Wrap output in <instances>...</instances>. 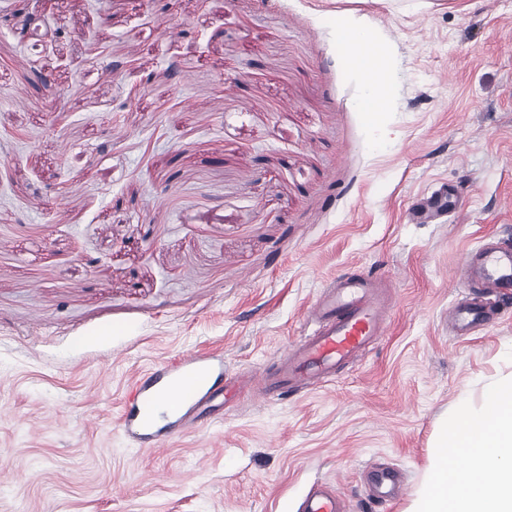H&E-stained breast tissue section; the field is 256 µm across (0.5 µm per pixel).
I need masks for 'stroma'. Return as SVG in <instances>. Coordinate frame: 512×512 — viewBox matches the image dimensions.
Here are the masks:
<instances>
[{"label":"stroma","mask_w":512,"mask_h":512,"mask_svg":"<svg viewBox=\"0 0 512 512\" xmlns=\"http://www.w3.org/2000/svg\"><path fill=\"white\" fill-rule=\"evenodd\" d=\"M38 10L27 35L0 24V512H299L318 479L380 512L370 466L409 512L444 419L512 377V312L448 325L464 256L512 242V0ZM350 12L391 49L380 131L337 42ZM446 184L457 213L409 223ZM364 266L394 285L384 335L324 386L260 396L325 281ZM190 351L249 395L140 447L132 379ZM397 478L388 470L379 471L373 480V497L383 503L392 500L396 495Z\"/></svg>","instance_id":"1"}]
</instances>
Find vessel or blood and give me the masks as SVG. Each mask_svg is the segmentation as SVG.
<instances>
[{
	"label": "vessel or blood",
	"instance_id": "obj_1",
	"mask_svg": "<svg viewBox=\"0 0 512 512\" xmlns=\"http://www.w3.org/2000/svg\"><path fill=\"white\" fill-rule=\"evenodd\" d=\"M457 209L454 190L443 188L415 203L409 219L415 224H429ZM462 277L467 284H482L485 293L480 299L461 301L450 309L448 320L457 336L492 325V313L498 310L500 299L512 294V247L499 241L471 251L463 261ZM383 286V276L370 273L339 278L324 286L309 310L314 330L289 344L282 365L265 379L266 395L281 399L332 381L341 364L383 335L390 318ZM223 378L224 359L218 355L192 352L155 364L135 376L120 426L141 446H161L168 437L204 421L216 401L229 392ZM396 487L393 472L375 474L377 501L392 500ZM301 512L346 509L335 491L317 484L304 496Z\"/></svg>",
	"mask_w": 512,
	"mask_h": 512
}]
</instances>
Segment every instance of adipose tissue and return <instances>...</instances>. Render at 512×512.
Returning a JSON list of instances; mask_svg holds the SVG:
<instances>
[{
  "instance_id": "obj_1",
  "label": "adipose tissue",
  "mask_w": 512,
  "mask_h": 512,
  "mask_svg": "<svg viewBox=\"0 0 512 512\" xmlns=\"http://www.w3.org/2000/svg\"><path fill=\"white\" fill-rule=\"evenodd\" d=\"M337 40L363 85V112L381 126L391 96L385 42L352 13ZM434 448L427 484L410 512H512V380L490 388L481 409L460 407L438 430ZM452 451L470 463L464 476L448 469Z\"/></svg>"
}]
</instances>
